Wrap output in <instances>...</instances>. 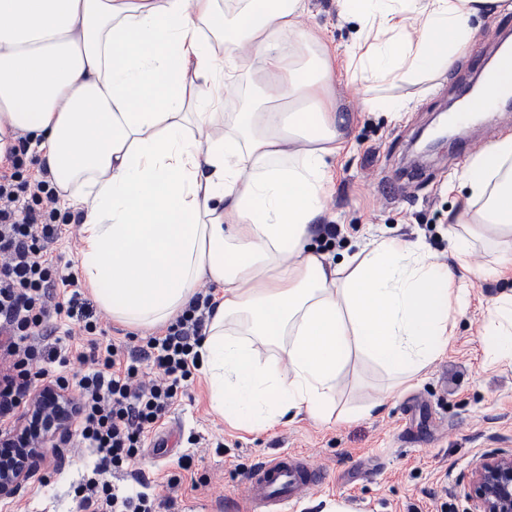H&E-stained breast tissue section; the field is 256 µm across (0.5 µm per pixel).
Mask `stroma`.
<instances>
[{
  "label": "stroma",
  "instance_id": "obj_1",
  "mask_svg": "<svg viewBox=\"0 0 512 512\" xmlns=\"http://www.w3.org/2000/svg\"><path fill=\"white\" fill-rule=\"evenodd\" d=\"M299 25L327 30L338 52L352 43L353 26L338 15L336 0H309ZM476 25L472 48L450 71L417 84L377 87V94L403 101L402 111H368L363 88L337 80L349 150L334 167L323 221L336 225L338 235L329 246L312 239L328 260L342 262L374 235L422 242L433 260L452 263L451 231L466 219L462 175L472 152L437 151L424 166L422 182L405 174L415 135L431 127L436 112L484 66L481 47L495 28L512 30V11L487 10ZM467 290L446 350L371 414L364 407L384 398L392 379L360 353L352 354L339 380L326 423L302 412L265 431L234 428L211 409L197 375L149 434L143 453L111 472L110 483L148 492L162 502L161 512H194L199 503L211 505V512H240L238 499L252 465L296 452L326 482L290 512H471L469 478L476 461L512 451V365L492 360L483 336L489 310L512 292V278L477 281ZM184 455L193 459L187 470L178 465ZM95 461L91 449L69 434L58 450L48 451L16 497L0 501V512H83L75 489Z\"/></svg>",
  "mask_w": 512,
  "mask_h": 512
}]
</instances>
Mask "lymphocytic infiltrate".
Wrapping results in <instances>:
<instances>
[{"label": "lymphocytic infiltrate", "instance_id": "f902f5d3", "mask_svg": "<svg viewBox=\"0 0 512 512\" xmlns=\"http://www.w3.org/2000/svg\"><path fill=\"white\" fill-rule=\"evenodd\" d=\"M57 203L56 186L30 174L25 145L9 148L0 160V347L13 364L0 378V416L22 403L33 379L69 365L57 325L69 320L91 339V367L79 381V418L81 442L96 456L95 478L76 494L91 512H156L144 492L113 488L105 475L140 455L148 433L191 379L213 295L196 294L164 333L141 344L97 340L93 309L77 277L46 255L47 243L63 232ZM147 368L156 378L144 384Z\"/></svg>", "mask_w": 512, "mask_h": 512}]
</instances>
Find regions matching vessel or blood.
<instances>
[{
	"mask_svg": "<svg viewBox=\"0 0 512 512\" xmlns=\"http://www.w3.org/2000/svg\"><path fill=\"white\" fill-rule=\"evenodd\" d=\"M321 483L320 474L297 453L261 461L246 477V512H287Z\"/></svg>",
	"mask_w": 512,
	"mask_h": 512,
	"instance_id": "obj_1",
	"label": "vessel or blood"
}]
</instances>
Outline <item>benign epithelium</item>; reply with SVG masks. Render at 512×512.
<instances>
[{
	"label": "benign epithelium",
	"mask_w": 512,
	"mask_h": 512,
	"mask_svg": "<svg viewBox=\"0 0 512 512\" xmlns=\"http://www.w3.org/2000/svg\"><path fill=\"white\" fill-rule=\"evenodd\" d=\"M74 395L61 385L48 384L30 399L17 427L0 433V500L15 497L31 479L43 444L63 440L75 421ZM473 512H512V453L483 456L471 472Z\"/></svg>",
	"instance_id": "obj_1"
}]
</instances>
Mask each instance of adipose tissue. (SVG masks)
I'll list each match as a JSON object with an SVG mask.
<instances>
[{
	"label": "adipose tissue",
	"instance_id": "ef3b65f1",
	"mask_svg": "<svg viewBox=\"0 0 512 512\" xmlns=\"http://www.w3.org/2000/svg\"><path fill=\"white\" fill-rule=\"evenodd\" d=\"M0 0V155L26 136L79 210L83 281L119 323L166 328L201 280L215 307L198 348L212 410L253 431L291 411L326 421L352 352L416 375L448 345L474 239L512 241V134L469 163L482 201L454 264L398 236L340 266L308 243L346 148L336 75L366 86L450 70L487 6L507 0H338L361 25L344 61L296 25L308 0ZM255 49L252 91L227 114L220 90ZM231 122L221 138L191 129ZM291 262H284V255ZM512 364V294L484 330ZM275 348L259 359L255 345Z\"/></svg>",
	"mask_w": 512,
	"mask_h": 512
}]
</instances>
